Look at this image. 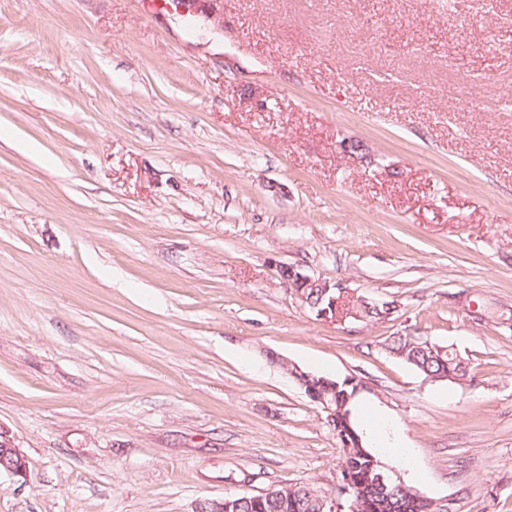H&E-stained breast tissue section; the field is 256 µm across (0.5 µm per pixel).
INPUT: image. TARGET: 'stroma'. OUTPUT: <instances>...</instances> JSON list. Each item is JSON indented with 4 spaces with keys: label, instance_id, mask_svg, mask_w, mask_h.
<instances>
[{
    "label": "stroma",
    "instance_id": "1",
    "mask_svg": "<svg viewBox=\"0 0 512 512\" xmlns=\"http://www.w3.org/2000/svg\"><path fill=\"white\" fill-rule=\"evenodd\" d=\"M214 7L0 0V512L339 498L291 366L363 380L425 496L512 512V0ZM284 266L396 310L317 316ZM426 340L422 336L411 334L392 336L386 348L389 353L403 359L426 378L458 383L466 381L470 375L468 363L448 350L443 353L438 349L432 351L425 345ZM447 376L452 379H443ZM3 439L4 441H1ZM0 465L3 471L15 477L26 478L28 461L23 450L15 445L9 430L0 425ZM2 451V455H1Z\"/></svg>",
    "mask_w": 512,
    "mask_h": 512
}]
</instances>
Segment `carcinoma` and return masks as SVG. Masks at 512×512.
<instances>
[{
	"label": "carcinoma",
	"mask_w": 512,
	"mask_h": 512,
	"mask_svg": "<svg viewBox=\"0 0 512 512\" xmlns=\"http://www.w3.org/2000/svg\"><path fill=\"white\" fill-rule=\"evenodd\" d=\"M305 303L313 310L320 311L329 306V296L321 295L320 289L309 288L303 291ZM350 308L366 317L381 320L388 317L384 304L364 303L359 300L349 301ZM389 353L404 360L425 377L443 380L450 376L454 382H463L470 375L468 363L448 351L431 350L425 345L421 336L410 334L392 337L386 345ZM336 391V424L333 426L337 435L343 434L344 420L352 419L356 397L354 387L347 385V379H334ZM381 461L380 455L367 448H350L343 450L342 464L346 465L352 489L349 504L355 505L352 512H438L431 504L416 497V488L398 480L392 489L382 492L371 481V460ZM228 500L236 503L235 512H328L323 507L326 496L318 493L308 485L281 487L273 494L265 496L254 505L243 497L230 496Z\"/></svg>",
	"instance_id": "obj_1"
}]
</instances>
